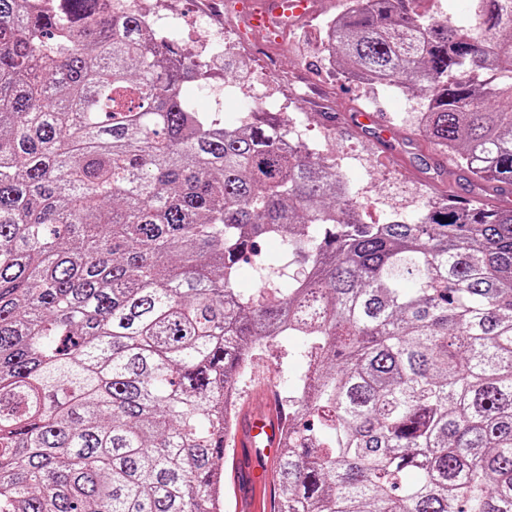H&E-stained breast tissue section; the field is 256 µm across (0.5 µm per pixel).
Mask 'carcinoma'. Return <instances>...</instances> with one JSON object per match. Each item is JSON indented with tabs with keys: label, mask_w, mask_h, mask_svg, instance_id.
<instances>
[{
	"label": "carcinoma",
	"mask_w": 512,
	"mask_h": 512,
	"mask_svg": "<svg viewBox=\"0 0 512 512\" xmlns=\"http://www.w3.org/2000/svg\"><path fill=\"white\" fill-rule=\"evenodd\" d=\"M412 2L350 0L333 67L424 91L422 136L512 185V0L470 31ZM184 84L133 10L0 0V512H224L263 333L307 360L275 512H512V207L367 224L334 160ZM269 238L287 282L239 291Z\"/></svg>",
	"instance_id": "obj_1"
}]
</instances>
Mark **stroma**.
I'll list each match as a JSON object with an SVG mask.
<instances>
[{
	"label": "stroma",
	"mask_w": 512,
	"mask_h": 512,
	"mask_svg": "<svg viewBox=\"0 0 512 512\" xmlns=\"http://www.w3.org/2000/svg\"><path fill=\"white\" fill-rule=\"evenodd\" d=\"M322 8L308 21L288 29L279 53L269 54L264 47L242 53L228 50L206 56L207 78L192 84L188 95L200 111L227 114L248 109L246 101L225 100L224 89L250 82L278 96H287L288 109L277 119L305 121L309 133L320 142L327 156L353 155L360 168L344 172L343 178L359 192L374 220L384 214L400 212L415 202L426 205L434 189L444 188L461 198L482 195L484 200L512 206V189L479 193L459 166L456 155L439 153L418 132L417 115L427 104L424 92H402L394 88L361 86L335 70L319 51L325 36L324 24L344 12L346 0H321ZM150 11L177 9L184 25V38L178 48L191 52L198 48L200 17H207L209 34L223 33L226 24H238L240 16L228 0H143ZM380 113L396 132V143L413 158L411 167L391 160L365 132L353 128L346 114L356 109ZM292 339L263 347L238 384L242 402L257 400V390L265 384L282 388L292 384L297 371L306 363L297 353Z\"/></svg>",
	"instance_id": "35a3bbf8"
}]
</instances>
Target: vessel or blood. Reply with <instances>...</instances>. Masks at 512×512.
Segmentation results:
<instances>
[{
	"mask_svg": "<svg viewBox=\"0 0 512 512\" xmlns=\"http://www.w3.org/2000/svg\"><path fill=\"white\" fill-rule=\"evenodd\" d=\"M234 7L243 15L245 24L242 33L247 38L263 36L268 41L277 42L285 29L300 24L312 16L318 8L317 0H236ZM357 128L371 130L375 139L382 143L390 142L392 134L377 114L359 110L349 117ZM266 406L262 409H244L234 436V459H241L242 449H262L268 463L264 466H251L245 477L255 490L252 500L242 503L243 512H261L264 499L270 496L273 488L271 463L279 456L282 444V430L285 424L284 413L278 406L272 387H264Z\"/></svg>",
	"mask_w": 512,
	"mask_h": 512,
	"instance_id": "b4317fda",
	"label": "vessel or blood"
}]
</instances>
